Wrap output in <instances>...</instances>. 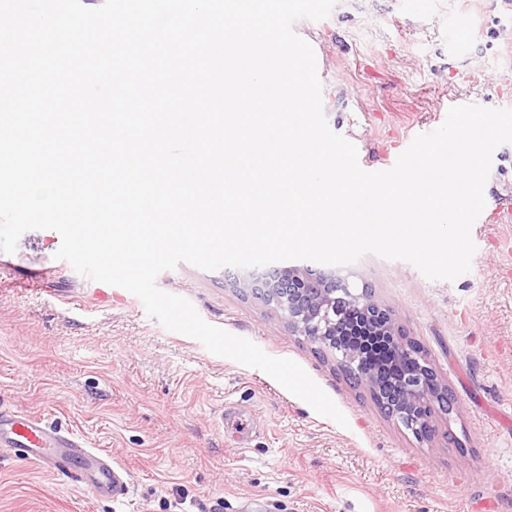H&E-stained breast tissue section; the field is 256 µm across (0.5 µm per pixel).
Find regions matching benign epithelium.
Masks as SVG:
<instances>
[{
  "label": "benign epithelium",
  "instance_id": "obj_1",
  "mask_svg": "<svg viewBox=\"0 0 512 512\" xmlns=\"http://www.w3.org/2000/svg\"><path fill=\"white\" fill-rule=\"evenodd\" d=\"M236 287L273 307L294 334L355 376L389 416L418 438L429 437L437 414H448V386L426 354L411 346L392 312L348 277L288 266Z\"/></svg>",
  "mask_w": 512,
  "mask_h": 512
}]
</instances>
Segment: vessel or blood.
I'll return each mask as SVG.
<instances>
[{
    "label": "vessel or blood",
    "instance_id": "obj_1",
    "mask_svg": "<svg viewBox=\"0 0 512 512\" xmlns=\"http://www.w3.org/2000/svg\"><path fill=\"white\" fill-rule=\"evenodd\" d=\"M0 445L14 448L21 459L47 471H69L75 484L97 496L119 501L130 491L123 469L111 457L33 414L0 405Z\"/></svg>",
    "mask_w": 512,
    "mask_h": 512
}]
</instances>
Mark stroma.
Wrapping results in <instances>:
<instances>
[{
	"mask_svg": "<svg viewBox=\"0 0 512 512\" xmlns=\"http://www.w3.org/2000/svg\"><path fill=\"white\" fill-rule=\"evenodd\" d=\"M296 27L320 54L330 129L371 166L441 126L449 100L512 108L507 0H338ZM484 196L489 209L512 205V144L494 151ZM471 237V268L452 281L373 254L349 267L454 398L422 441L334 356L243 296L234 283L250 270L182 263L157 285L300 364L347 426L56 259V231L25 232L0 252V400L86 436L125 469L130 493L94 496L0 447V512H512V223L473 225Z\"/></svg>",
	"mask_w": 512,
	"mask_h": 512,
	"instance_id": "1",
	"label": "stroma"
}]
</instances>
